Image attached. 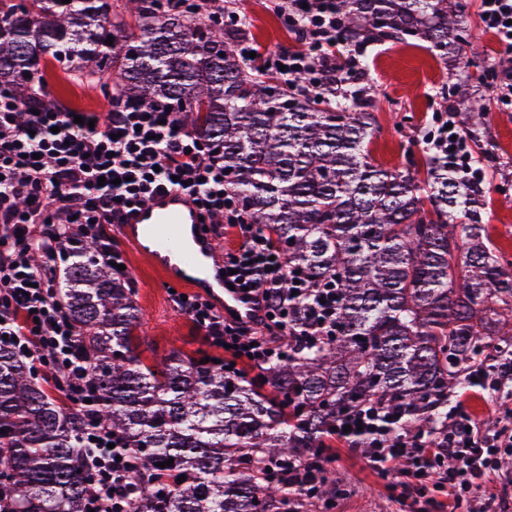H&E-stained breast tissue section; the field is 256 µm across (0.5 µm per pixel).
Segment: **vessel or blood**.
I'll return each instance as SVG.
<instances>
[{
    "label": "vessel or blood",
    "instance_id": "vessel-or-blood-1",
    "mask_svg": "<svg viewBox=\"0 0 512 512\" xmlns=\"http://www.w3.org/2000/svg\"><path fill=\"white\" fill-rule=\"evenodd\" d=\"M199 211L188 193L155 192L129 219L126 232L141 253L168 277L181 281L214 302L225 316L245 323L260 320L263 303L257 295L230 289L224 265L212 239L200 231Z\"/></svg>",
    "mask_w": 512,
    "mask_h": 512
}]
</instances>
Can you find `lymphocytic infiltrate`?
Here are the masks:
<instances>
[{"label":"lymphocytic infiltrate","instance_id":"1","mask_svg":"<svg viewBox=\"0 0 512 512\" xmlns=\"http://www.w3.org/2000/svg\"><path fill=\"white\" fill-rule=\"evenodd\" d=\"M278 9L305 43L298 51L260 56L285 88L309 97L331 74L340 82H363L367 45L346 37L338 0H280ZM480 12L500 52L511 54L512 0H480ZM30 82L39 89L33 100L18 86L0 84V338L11 336L18 356L87 416L85 435L94 441L87 512H130L143 468L113 445L98 421L91 365L77 354L73 325L58 299L59 270L81 243L95 241L103 263H125L112 242V225L124 223L157 190L185 189L213 239L237 238L224 252V268L261 297L266 315L242 324L197 293L181 308L211 346L224 350L226 362L246 359L261 369L288 354L301 336L333 332L336 290L289 270L283 250L249 223L225 189L219 153L186 131L165 102L112 94L103 110L78 112L57 106L40 74ZM447 112L449 126L432 137L433 151L463 180H482L481 162L457 126L458 105L449 103ZM299 301L309 306L300 331L289 324ZM336 424L337 440L360 449L370 468L394 482L421 493L434 482L447 485L448 512H491L495 495L483 484L499 477L512 456V417L488 427L459 404L444 425L406 426L399 411L380 403Z\"/></svg>","mask_w":512,"mask_h":512}]
</instances>
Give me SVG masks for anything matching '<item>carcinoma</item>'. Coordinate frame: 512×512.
I'll list each match as a JSON object with an SVG mask.
<instances>
[{
    "mask_svg": "<svg viewBox=\"0 0 512 512\" xmlns=\"http://www.w3.org/2000/svg\"><path fill=\"white\" fill-rule=\"evenodd\" d=\"M450 0H339L351 39L419 37L439 57L478 43ZM112 40L107 44L106 40ZM58 64L85 83L145 103L165 101L224 159L227 187L269 231L288 266L336 287V334L310 337L288 362L251 377L180 351L158 364L137 352L141 312L127 281L82 245L59 301L92 364L99 422L171 482L157 510L140 484L134 512H288L267 468L329 464L336 419L380 400L414 426L448 418V394L470 366L512 354V262L481 213L482 185L429 157L387 170L369 145L374 113L328 89L291 94L245 63L199 14L157 16L156 0H0V82ZM485 113L462 125L478 135ZM82 411L47 390L0 347V479L13 512H84L92 453ZM186 480L178 482V477Z\"/></svg>",
    "mask_w": 512,
    "mask_h": 512,
    "instance_id": "carcinoma-1",
    "label": "carcinoma"
}]
</instances>
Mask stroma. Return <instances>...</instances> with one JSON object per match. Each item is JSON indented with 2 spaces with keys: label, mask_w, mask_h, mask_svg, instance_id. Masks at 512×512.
<instances>
[{
  "label": "stroma",
  "mask_w": 512,
  "mask_h": 512,
  "mask_svg": "<svg viewBox=\"0 0 512 512\" xmlns=\"http://www.w3.org/2000/svg\"><path fill=\"white\" fill-rule=\"evenodd\" d=\"M462 2L469 31L481 38L482 54L457 61L443 59L429 50L427 42L416 39L388 38L368 46L364 65L370 88L362 100L377 118L370 151L376 165L390 170L406 167L411 160L422 162L429 151L425 136L433 130L436 110L447 94H454L460 109L482 107L487 119L480 145L491 152L483 161L484 222L498 247L512 259V109L497 105L481 82L490 65L506 64L508 57L484 32L479 0ZM277 5V0H224L225 11L237 10L246 18L240 38L274 51L294 49L298 38L283 24ZM47 84L61 107L101 108L103 87L77 86L65 81L59 71L48 77ZM112 239L128 258L146 333L143 357L153 362L173 351L209 352L203 333L177 309L170 280L140 253L124 225H113ZM327 453L339 488L331 512H416L412 499L401 498L388 478L370 469L359 449L335 441Z\"/></svg>",
  "instance_id": "obj_1"
}]
</instances>
